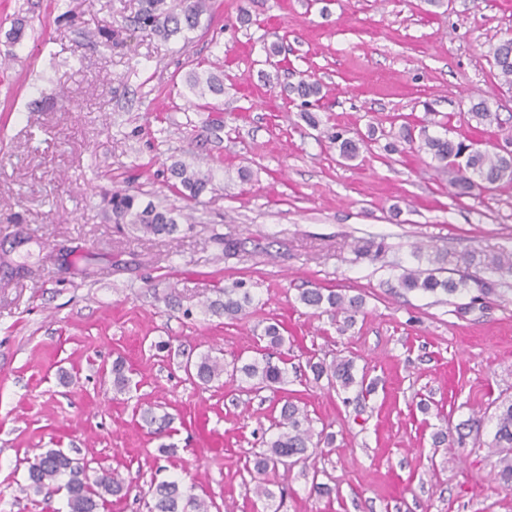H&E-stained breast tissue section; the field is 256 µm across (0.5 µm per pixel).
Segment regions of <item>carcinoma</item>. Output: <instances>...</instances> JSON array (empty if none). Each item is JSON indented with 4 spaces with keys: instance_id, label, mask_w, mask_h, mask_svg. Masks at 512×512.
<instances>
[{
    "instance_id": "cac0c4a2",
    "label": "carcinoma",
    "mask_w": 512,
    "mask_h": 512,
    "mask_svg": "<svg viewBox=\"0 0 512 512\" xmlns=\"http://www.w3.org/2000/svg\"><path fill=\"white\" fill-rule=\"evenodd\" d=\"M140 8L137 23L143 29L168 39L178 34L195 30L199 18L208 10V0H181L180 9L168 6L167 0H139ZM490 54L498 78L503 84L512 86V39H506L491 47ZM186 87L198 98L223 91V73L209 72L205 75L193 70L185 78ZM289 92L301 100V105L311 106L319 101L321 85L316 81L299 79L288 85ZM471 118L482 126L499 123V115L491 111L487 101L482 100L470 108ZM400 138L410 146L416 144L439 163V172L447 176L448 185L461 196L480 186L487 189L495 184L512 182V154L482 150L473 143L453 141L446 137L429 134L428 128L419 132L409 125L402 127ZM339 155L344 159L359 156L361 146L351 138L338 132L333 136ZM171 174L177 182L170 189L188 200H193L211 186V178L202 170L183 161L171 165ZM112 215L117 224H131L153 235H172L179 231V215L174 209L161 204L141 205L139 194L130 189H117L109 199ZM400 287L407 290H421L425 293L454 295L464 291H476L471 302L483 301L495 292L494 281L487 278L473 279L474 288H469L466 279L441 278L437 269H407L399 277ZM299 301L306 307L324 310L334 316L343 317L340 331H345L355 323L356 314L361 312L363 300L359 296H348L341 292L321 288L305 289L299 294ZM254 302L245 283L235 281L224 288V300H216L208 305L210 311L222 314L231 320H238L247 314ZM262 339L267 345L261 356L255 357L239 367H234L232 375H241L258 388H273L284 383L286 368L272 361L273 351L283 346L285 339L277 324H269L263 329ZM315 380L325 378L328 384L346 390L356 383L353 360L336 357L330 362L318 361L309 364ZM190 375L206 385L224 374V363L204 354L187 367ZM493 418L496 431L489 451L498 457L499 480L505 487L512 488V396L495 405ZM485 415L473 413L467 420L454 426V433L440 431L435 434V445L448 444L450 448H464L469 441L477 439L483 429ZM276 432L265 441V450L254 460L257 473L265 472L288 459L297 464L317 453L323 444H331L332 438L314 431L308 415L297 403L286 399L275 423ZM54 487L66 494L68 512H98L105 496H117L124 489V482L113 472H105L90 479L85 467L60 449H49L34 458L27 469V484L23 491L36 494ZM152 506L150 512H209L206 502L194 495L185 493L176 481H161L150 487Z\"/></svg>"
}]
</instances>
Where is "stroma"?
<instances>
[{"label": "stroma", "instance_id": "1", "mask_svg": "<svg viewBox=\"0 0 512 512\" xmlns=\"http://www.w3.org/2000/svg\"><path fill=\"white\" fill-rule=\"evenodd\" d=\"M70 8L0 0V512H67L61 493L24 489L49 448L124 480L100 512H148L150 484L173 479L210 512H512L487 449L494 420L459 452L433 444L512 394V274L477 303L397 281L417 248L454 278L512 253V183L458 198L430 154L387 149L408 119L512 152V89L488 56L512 38V0H209L167 41L137 27L139 0ZM20 12L31 24L13 45ZM207 69L224 91L200 99L185 77ZM301 77L322 86L314 125L289 96ZM483 99L500 122L479 129L468 111ZM339 129L366 142L356 160L340 158ZM178 159L210 172L212 190L190 203L171 192ZM129 185L186 209L179 232L114 224L107 199ZM363 241L376 252L357 256ZM236 280L249 315L210 312ZM315 287L362 297L355 324L338 331L301 304ZM271 322L285 336L279 389L185 373L204 353L228 367L254 357ZM338 355L374 392L314 381L309 359ZM285 396L335 443L269 469L274 496L260 500L253 462ZM315 482L331 495L311 494Z\"/></svg>", "mask_w": 512, "mask_h": 512}]
</instances>
